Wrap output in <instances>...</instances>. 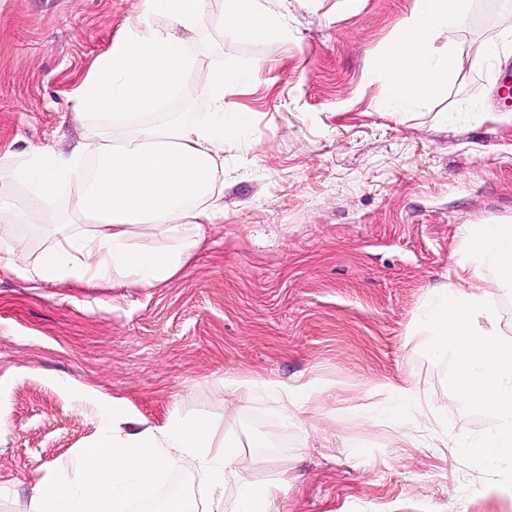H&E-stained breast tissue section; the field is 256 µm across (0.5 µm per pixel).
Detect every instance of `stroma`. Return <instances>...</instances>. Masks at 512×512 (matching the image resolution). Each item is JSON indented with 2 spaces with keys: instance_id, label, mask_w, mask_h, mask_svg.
Instances as JSON below:
<instances>
[{
  "instance_id": "1",
  "label": "stroma",
  "mask_w": 512,
  "mask_h": 512,
  "mask_svg": "<svg viewBox=\"0 0 512 512\" xmlns=\"http://www.w3.org/2000/svg\"><path fill=\"white\" fill-rule=\"evenodd\" d=\"M413 3L264 0L287 35L242 41L206 0L198 67L265 63L228 96L252 122L224 144V221L152 288L0 276V512H31L37 474L68 470L115 398L123 434L174 408L223 423L235 467L258 483L287 474L288 512H512V460L465 450L494 416L452 400L458 356L415 334L462 225L512 224V110L498 92L512 45L422 100L392 99L376 63ZM137 13L138 0H0V153L76 147L68 95ZM510 26L512 0H475L457 38ZM207 110L189 80L152 118ZM237 374L258 390L228 413L222 381ZM270 380L308 386L313 414L284 417ZM404 384L424 413L400 426L381 389ZM182 497L205 488L175 465L134 512Z\"/></svg>"
}]
</instances>
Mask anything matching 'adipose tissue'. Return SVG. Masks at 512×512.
Instances as JSON below:
<instances>
[{
  "instance_id": "obj_1",
  "label": "adipose tissue",
  "mask_w": 512,
  "mask_h": 512,
  "mask_svg": "<svg viewBox=\"0 0 512 512\" xmlns=\"http://www.w3.org/2000/svg\"><path fill=\"white\" fill-rule=\"evenodd\" d=\"M139 16L127 21L110 48L99 55L72 95L83 130L70 153L35 151L25 159L0 156V173L26 185L25 210L0 190V274L33 283L60 282L75 288L116 284L151 288L175 277L212 225L224 221V143L251 121L250 113L225 101L238 72L198 69L195 45L176 29L194 30L205 0H139ZM472 0H415L402 20L403 38L379 59L377 72L395 98L417 99L447 83L459 55L477 65L486 47L461 45L458 30L470 20ZM164 15L169 25L149 24ZM221 26L235 38L268 40L280 29L259 0H224ZM449 35L448 52L436 58L432 38ZM195 75L210 97V110L197 120L172 113L163 123L147 120ZM97 169L88 173L86 160ZM75 190L72 216L58 226L38 256L19 252L13 231L24 211L50 213L61 182ZM160 246L137 243L139 230ZM489 269L494 282L481 277ZM512 286V225L466 226L461 256L449 287L427 307L421 328L438 352L461 358L451 382L454 399L492 413L496 431L472 446L512 449V340L503 338L496 290ZM103 431L67 474L47 471L33 484L37 512H124L127 501L146 494L177 461L194 468L207 488L205 506L179 499L175 512H224V487L238 489L235 512H272L284 478L257 483L234 467L223 428L208 415L172 412L160 427L119 435L127 419L124 401L103 404Z\"/></svg>"
}]
</instances>
